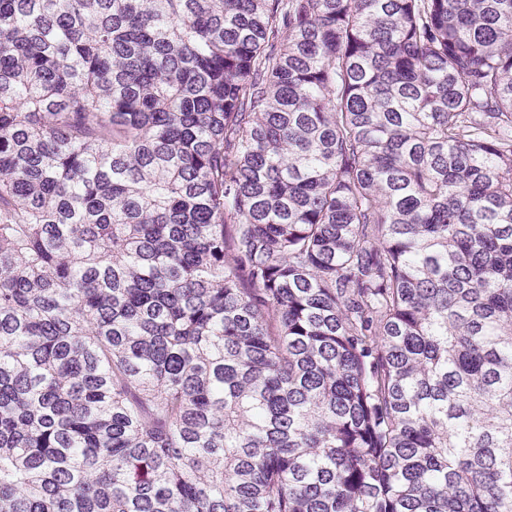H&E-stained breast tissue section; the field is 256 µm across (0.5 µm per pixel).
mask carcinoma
<instances>
[{"label":"carcinoma","mask_w":512,"mask_h":512,"mask_svg":"<svg viewBox=\"0 0 512 512\" xmlns=\"http://www.w3.org/2000/svg\"><path fill=\"white\" fill-rule=\"evenodd\" d=\"M0 512H512V0H0Z\"/></svg>","instance_id":"obj_1"}]
</instances>
